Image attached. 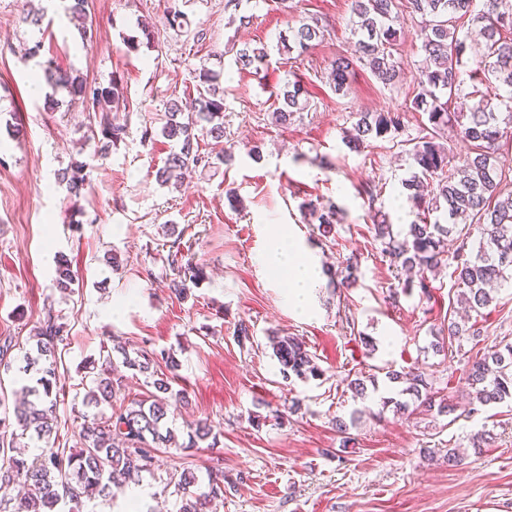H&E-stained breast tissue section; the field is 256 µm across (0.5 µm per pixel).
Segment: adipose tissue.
<instances>
[{"label": "adipose tissue", "instance_id": "1", "mask_svg": "<svg viewBox=\"0 0 512 512\" xmlns=\"http://www.w3.org/2000/svg\"><path fill=\"white\" fill-rule=\"evenodd\" d=\"M263 262L271 271L287 280L291 308L298 314H309L311 293L323 281L318 261L290 239L286 228L275 225L269 231Z\"/></svg>", "mask_w": 512, "mask_h": 512}]
</instances>
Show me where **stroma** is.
Segmentation results:
<instances>
[{
  "mask_svg": "<svg viewBox=\"0 0 512 512\" xmlns=\"http://www.w3.org/2000/svg\"><path fill=\"white\" fill-rule=\"evenodd\" d=\"M43 13V25L20 22L22 6ZM351 0H89L98 35L82 45L58 14V0H0V340L12 337L14 367L0 373L12 391L22 372L29 338L47 314L68 331L59 364L58 437L74 442L81 420L76 406L91 385L82 369L101 346L173 351L180 362L176 388L188 403H171L167 424L186 439L190 424L208 420L219 442L157 454L142 482L149 493L141 512H179L166 483L183 468H223L232 486L217 512H512V399L471 411L464 382L471 341L447 354L430 344L448 321H460L461 304L449 269L426 272L431 295L403 291V271L390 267L374 239L373 224L386 214L394 232L406 233L418 210L402 187L415 168L391 142L376 140L360 152L343 137L360 112L405 113L401 139L421 133L425 115L407 111L424 54L411 20L400 24L398 84L383 85L356 68L346 92L327 75L332 62L351 55ZM184 12L177 33L162 28L167 10ZM247 14L248 28L235 18ZM326 24L323 41L308 53L276 52L281 36L310 20ZM159 24L155 42L130 51L142 22ZM205 41H196L197 31ZM42 40L44 57L64 71L109 86L120 76L129 102L126 132L100 154L89 136L90 119L66 92L30 90L42 69L25 59L24 46ZM243 41L264 44L273 55L260 73L238 70L229 49ZM220 71L224 87V142L202 137V152L217 155L225 143L235 158L186 176L180 188L155 178L172 144L160 129L168 100L194 91L200 66ZM300 80L308 106L291 123H272L275 93ZM60 102L48 110L45 97ZM155 137L142 142L141 129ZM259 149L253 159L250 149ZM86 161L91 187L74 197L57 183V170ZM376 198H368V189ZM244 201L232 208L228 191ZM323 196L340 208L334 236L323 237L304 204ZM281 224L320 264L335 270L360 261L355 283L328 281L313 291L310 314L288 305V287L262 262L268 227ZM174 226L207 277L187 298L172 294L165 263L166 226ZM66 258L81 286L69 295L52 286L58 258ZM493 302L467 316L481 331V346L512 343V281L493 289ZM246 320L251 344L239 345L235 328ZM296 336L316 356L323 378L284 379L270 336ZM373 338L371 352L364 338ZM425 373L454 415L397 413L387 400L398 385L385 368ZM374 375L377 390L354 397L359 374ZM298 411H291L292 402ZM265 417L261 428L251 424ZM351 425L352 445L332 424ZM490 440L473 450L469 437ZM464 453L449 465L447 449Z\"/></svg>",
  "mask_w": 512,
  "mask_h": 512,
  "instance_id": "stroma-1",
  "label": "stroma"
}]
</instances>
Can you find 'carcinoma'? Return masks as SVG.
<instances>
[{
    "instance_id": "carcinoma-1",
    "label": "carcinoma",
    "mask_w": 512,
    "mask_h": 512,
    "mask_svg": "<svg viewBox=\"0 0 512 512\" xmlns=\"http://www.w3.org/2000/svg\"><path fill=\"white\" fill-rule=\"evenodd\" d=\"M63 9L73 22L82 43L95 38L93 18L88 12V0H62ZM501 0H483V11L472 13L473 0H352L351 34L357 37L352 56H340L332 64L334 90L344 91L356 65L369 70L384 85L399 81L400 70L394 56L399 39L391 25L392 15L406 8L411 19L417 20L415 39L425 54L426 67L409 109L427 116L424 135L411 142L407 150L418 172L405 181L404 187L421 210L419 220L409 225L407 235H394L386 220L374 224L375 240L391 265L401 269L431 270L446 265L459 289V296L475 311L489 306L493 297L487 286L494 281H507L512 273V177L496 165V154L512 142V11L500 10ZM470 17L475 32L458 37L457 23ZM324 37L318 21L303 22L291 30L292 44L288 49L303 53ZM473 39L472 44L466 40ZM471 50L474 68L470 70L472 91L467 96L476 103L464 112L449 111L448 103L459 96L460 68L466 50ZM265 46L248 44L235 50V63L240 69L261 70L268 64ZM49 82L72 98H78L92 114V135L100 134L114 142L126 132V125L117 122V112L127 107L121 79L114 77L107 87L92 85L78 74L53 67L52 60L43 63ZM195 94H185L169 101L161 134L173 142L164 166L156 172L163 185L181 181L183 171L194 165L210 168L214 162L224 163L231 151L212 158L199 152V133L224 139V88L219 74L202 68L197 74ZM503 93L489 94L490 86ZM299 81L282 89L279 104L272 112L278 125L288 124L295 113L306 108ZM497 98L506 104L508 118L503 119L489 100ZM400 112H360L353 129L347 135L350 149L361 151L370 141L391 135L397 138L403 126ZM471 146L463 164L454 163L445 138L448 130ZM57 182L67 192L79 197L90 185L88 164L72 160L57 174ZM308 214L318 221L323 236L333 233L338 223L335 202L318 197L304 203ZM445 210L447 218L468 216L479 233L476 252L467 251V240L459 249L448 254L445 240L452 234H462L455 224H443L429 219L430 213ZM167 264L174 273L170 288L181 298L188 297L191 287L206 276L205 266L185 252L181 241L170 242ZM76 275L67 259L58 261L54 288L62 294L73 292ZM480 336V329L448 323V342L464 337ZM31 339L36 355L26 357L24 372H34V384H25L15 393L13 405L0 399V512H84L85 502L106 495L113 486L137 481L142 474L152 473L156 452L160 448L185 450L209 442L213 448L217 437L212 426L199 421L187 433V441L167 426L170 401L186 402L185 390H174L179 363L172 353L140 348L134 353L119 346L103 347L101 368L95 386L83 398V404L97 412L81 414L76 443L62 448L53 440L56 406L59 397L56 373L58 351L64 344V324L47 314ZM271 345L280 371L287 380H305L323 375L315 356L294 336H273ZM121 355V364L145 377L154 389L152 400L133 402L114 408L112 399L126 385V377L113 368L112 352ZM164 361L167 372H157L154 366ZM385 377L391 383H403L401 394L413 402L443 412L444 400L419 372L400 373L388 370ZM472 400L483 405L512 399V344L489 347L475 359L466 376ZM28 437L43 443L38 453L25 456L18 451L20 440ZM24 477L27 491L21 496L11 494L12 486ZM174 493L180 497L179 512H212L217 501L224 499L225 477L220 468L206 471L201 479L197 471L186 467L170 477Z\"/></svg>"
}]
</instances>
